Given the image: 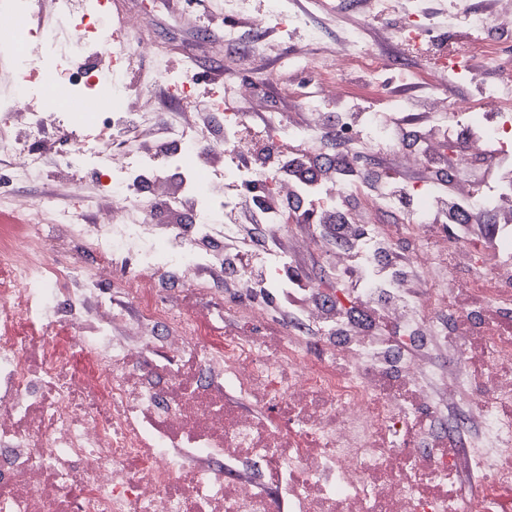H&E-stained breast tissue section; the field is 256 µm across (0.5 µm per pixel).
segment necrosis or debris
<instances>
[{"label":"necrosis or debris","instance_id":"necrosis-or-debris-1","mask_svg":"<svg viewBox=\"0 0 512 512\" xmlns=\"http://www.w3.org/2000/svg\"><path fill=\"white\" fill-rule=\"evenodd\" d=\"M56 2V30L36 34L25 22L31 0L0 11V46L14 47L17 75L12 99L0 101V159L33 183L43 176L42 140H67L59 177L94 220L45 198L0 197L17 218L0 225V512H512V235H438L419 185L407 210L363 179L327 188V199L354 198L344 219L362 250L404 248L426 276L421 294L377 325L387 358L373 336L355 335L366 311L343 294L318 289L316 307L264 331L257 303L223 302L222 282L197 275L218 260L212 242L232 235L213 217L240 206L242 187L293 193L269 164L282 142L316 154L332 146L353 165L390 149L380 115L405 111L406 101L388 92L389 69L455 128L433 149L452 150L456 172L489 148L512 152V62L488 33L494 23L512 30V0H498L493 18L474 0H453L447 18L469 26L444 44L431 37L443 18L407 0L398 30L380 29L381 41L397 43L394 56L350 28L302 61L308 83L286 85L276 69L225 83L217 105L234 136L219 142L191 122L192 59L177 70L158 62L173 98L159 102L125 82L126 66L153 56L151 42L114 38L93 9ZM294 2L266 0L254 32L292 29L318 43L320 30ZM455 79L477 94L455 96ZM260 82L287 86L308 112L359 98L363 119L314 128L269 112L252 128L234 103ZM36 100L41 109H31ZM20 115L24 131L9 135ZM130 123L164 124L170 150L120 151L116 132ZM241 155L256 156V168L236 167ZM89 163L99 170L92 197ZM169 168L182 171L180 189L169 186ZM475 194L456 223L493 218L498 205L512 212V177ZM186 198L190 223L155 222L156 207ZM114 277L118 302L104 289ZM171 282L189 303L163 296ZM219 307L233 325L215 346L202 329ZM61 326L69 343L52 338ZM424 339L446 342L451 369L421 360ZM78 351L95 362L93 379L73 372Z\"/></svg>","mask_w":512,"mask_h":512}]
</instances>
